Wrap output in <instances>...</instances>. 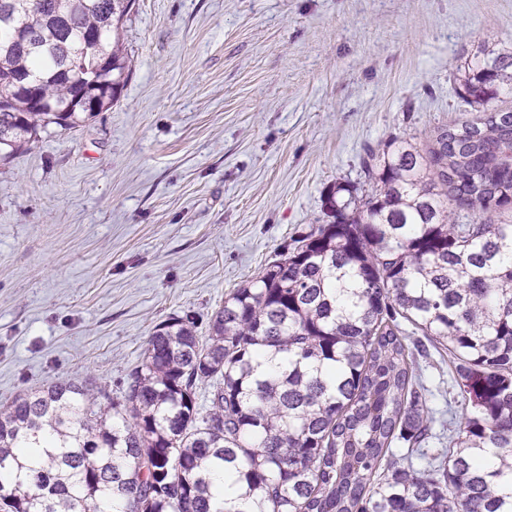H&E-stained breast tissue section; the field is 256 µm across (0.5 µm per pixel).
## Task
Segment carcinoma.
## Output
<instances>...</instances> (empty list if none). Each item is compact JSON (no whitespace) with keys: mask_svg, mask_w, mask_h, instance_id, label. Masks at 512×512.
Listing matches in <instances>:
<instances>
[{"mask_svg":"<svg viewBox=\"0 0 512 512\" xmlns=\"http://www.w3.org/2000/svg\"><path fill=\"white\" fill-rule=\"evenodd\" d=\"M6 3L24 37L0 25L1 161L119 99L134 0ZM466 65L479 119L368 149L371 190L328 191L326 223L206 335L190 314L155 326L114 397L69 379L1 405L5 512H512V52ZM432 349L463 401L446 421ZM419 362L427 385L438 393L435 407L439 410L448 409V399L456 393L448 375V355L443 353L440 356L433 351L430 358L420 359Z\"/></svg>","mask_w":512,"mask_h":512,"instance_id":"cac0c4a2","label":"carcinoma"}]
</instances>
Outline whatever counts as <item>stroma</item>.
Returning <instances> with one entry per match:
<instances>
[{
    "mask_svg": "<svg viewBox=\"0 0 512 512\" xmlns=\"http://www.w3.org/2000/svg\"><path fill=\"white\" fill-rule=\"evenodd\" d=\"M484 43L512 47V0H135L119 102L0 161V403L118 394L156 325L206 332L331 187L368 190L366 147L479 118Z\"/></svg>",
    "mask_w": 512,
    "mask_h": 512,
    "instance_id": "obj_1",
    "label": "stroma"
}]
</instances>
